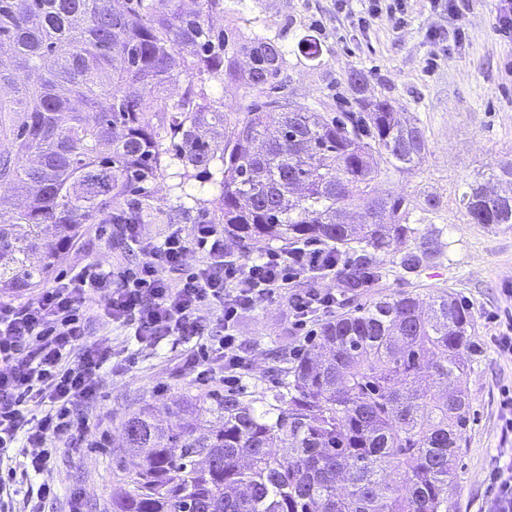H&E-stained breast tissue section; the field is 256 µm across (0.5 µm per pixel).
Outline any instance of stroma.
<instances>
[{
	"label": "stroma",
	"mask_w": 512,
	"mask_h": 512,
	"mask_svg": "<svg viewBox=\"0 0 512 512\" xmlns=\"http://www.w3.org/2000/svg\"><path fill=\"white\" fill-rule=\"evenodd\" d=\"M224 0L223 12L209 24L220 30L236 25L243 38H271L282 46L285 64L274 95L301 112H340L353 92L345 81L349 69L369 76L367 93L388 99L395 110L420 126L429 151L409 174L389 173L384 189L411 200L409 225L414 237L434 242L432 253L417 267L403 268L401 250L379 258L383 277L363 289L358 300L340 299L337 312L353 309L384 295L411 291L420 298L447 291L465 300L472 314L479 352L466 381L471 419L459 459L458 482L448 491V512H479L488 492L489 475L499 458L512 456V434L501 431V402L512 391V355L498 352L492 338L512 317V224H472L460 210L456 194L506 157H512V42L495 35L493 22L501 0H474L463 21L448 14L447 4L429 8L426 0H404L402 23L387 14L358 26L354 13L364 0ZM462 47H455L457 31ZM437 39H430V32ZM315 37L318 60H307L299 41ZM220 168L211 174L185 172L171 161L164 176L141 194L144 238L163 237L171 226L191 232L194 224L211 219L220 194ZM433 197L438 207L424 201ZM136 247L114 234L99 235L87 224L59 264L70 273L91 260L114 267L128 266ZM93 342L125 358L121 373L103 371L101 390L92 409L96 421L88 445L72 449L56 445L40 476L22 472L21 460L0 466V512H27V487L48 482L58 494L42 512H69L70 496L80 493L84 512H112V494L128 487L130 474L122 460L124 424L145 407L164 410L189 394L223 389L221 375H197L185 366L182 347L165 339L154 346L138 344L132 329L92 319ZM236 333L249 347L251 369L237 391L259 399L278 381L282 360L305 353L309 338L296 329L286 295L266 298L245 311Z\"/></svg>",
	"instance_id": "1"
}]
</instances>
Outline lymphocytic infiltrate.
Masks as SVG:
<instances>
[{
	"mask_svg": "<svg viewBox=\"0 0 512 512\" xmlns=\"http://www.w3.org/2000/svg\"><path fill=\"white\" fill-rule=\"evenodd\" d=\"M118 230L141 251L135 266L115 270L91 261L55 278L32 301H0V459L24 447V467L37 473L50 445L85 447L99 377L112 364L111 352L90 340L91 317L131 327L141 343L173 337L190 364L216 365L225 382L237 383L250 369L235 333L238 316L290 280L336 268L335 249L321 244L227 259L220 224L203 222L188 234L175 228L157 242L142 240L135 224ZM195 249L203 258L187 267ZM217 325L223 336L205 343ZM35 403L47 411L33 414Z\"/></svg>",
	"mask_w": 512,
	"mask_h": 512,
	"instance_id": "lymphocytic-infiltrate-1",
	"label": "lymphocytic infiltrate"
}]
</instances>
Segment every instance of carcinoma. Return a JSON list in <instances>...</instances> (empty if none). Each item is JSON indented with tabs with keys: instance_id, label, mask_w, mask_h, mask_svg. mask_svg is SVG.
Here are the masks:
<instances>
[{
	"instance_id": "1",
	"label": "carcinoma",
	"mask_w": 512,
	"mask_h": 512,
	"mask_svg": "<svg viewBox=\"0 0 512 512\" xmlns=\"http://www.w3.org/2000/svg\"><path fill=\"white\" fill-rule=\"evenodd\" d=\"M224 0H0V297L44 282L85 224L141 223L122 200L183 167L224 165L212 223L255 250L319 243L348 267L342 287L369 288L376 254L414 233L410 202L381 191L409 173L425 131L386 99L346 81L344 115L281 106L269 128L256 105L231 118L204 104V77L250 90L280 82L285 52L266 37L208 24ZM185 49L181 71L175 54ZM249 60L240 67V57ZM188 77L177 103L166 87ZM224 128V143L200 134ZM367 201L366 219L348 210ZM459 205L471 224H512V191L474 180ZM392 223H383L384 216ZM466 302L400 293L321 324L310 349L260 400L213 390L188 395L167 426L145 408L125 424L131 486L112 512H448L469 421L465 381L478 346Z\"/></svg>"
}]
</instances>
